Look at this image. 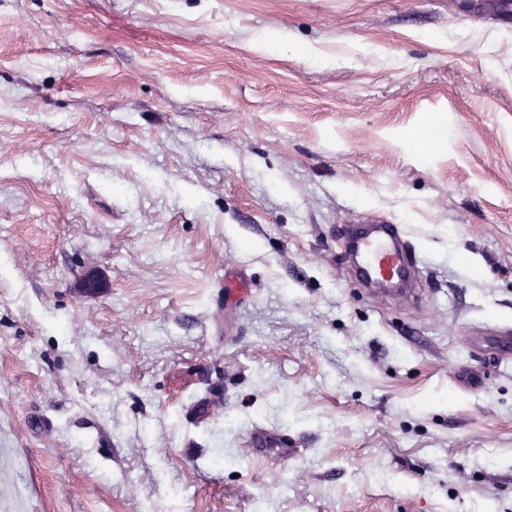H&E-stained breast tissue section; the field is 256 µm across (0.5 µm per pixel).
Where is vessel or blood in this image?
Masks as SVG:
<instances>
[{"label":"vessel or blood","mask_w":512,"mask_h":512,"mask_svg":"<svg viewBox=\"0 0 512 512\" xmlns=\"http://www.w3.org/2000/svg\"><path fill=\"white\" fill-rule=\"evenodd\" d=\"M353 251L360 259L359 272L368 282L393 284L406 281L417 259L409 241L396 224H378L366 236L353 243ZM251 447L279 449L283 456L294 455L295 450L281 436L257 430L250 436Z\"/></svg>","instance_id":"vessel-or-blood-1"}]
</instances>
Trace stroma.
Wrapping results in <instances>:
<instances>
[{
  "mask_svg": "<svg viewBox=\"0 0 512 512\" xmlns=\"http://www.w3.org/2000/svg\"><path fill=\"white\" fill-rule=\"evenodd\" d=\"M508 334L512 0H0V512H512ZM397 224H376L353 243L360 259L359 272L366 282L393 284L406 281L417 259ZM251 448H258L259 451H263L264 448H279L283 456H293L296 453L295 448L288 444V441L281 436L265 431L255 430L250 436Z\"/></svg>",
  "mask_w": 512,
  "mask_h": 512,
  "instance_id": "obj_1",
  "label": "stroma"
}]
</instances>
